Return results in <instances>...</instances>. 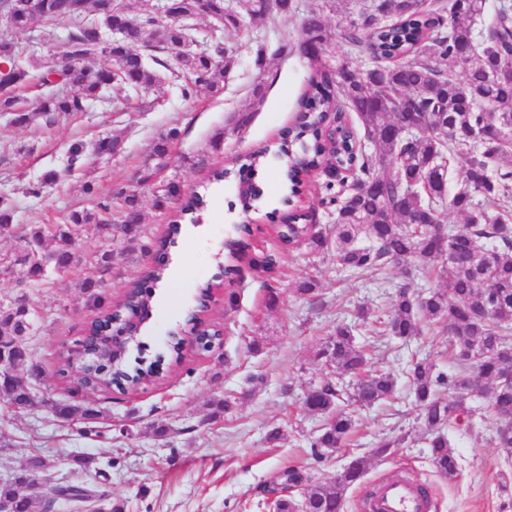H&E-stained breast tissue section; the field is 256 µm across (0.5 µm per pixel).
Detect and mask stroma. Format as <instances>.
<instances>
[{
    "label": "stroma",
    "instance_id": "1",
    "mask_svg": "<svg viewBox=\"0 0 512 512\" xmlns=\"http://www.w3.org/2000/svg\"><path fill=\"white\" fill-rule=\"evenodd\" d=\"M310 2L293 0L274 23L247 14L241 28H222V45L234 65L220 92L201 88L185 99L173 90L133 94L116 86L107 107L66 115L51 125L41 117L17 125L0 116V207L12 211L17 227L16 234L0 235V254L28 249L20 228L57 224L64 214L93 211L101 202H111L112 219L120 221L122 203L110 198L115 185L128 186L139 198L134 238L109 237L88 224L75 245L81 263L71 271L21 286L0 276V304L19 296L27 303L32 323L27 347L43 368L31 382L34 407L17 413L0 403V477L25 468L40 448L53 456L56 480L94 493L79 505L58 500L53 512H111L116 505L122 512H267L268 491L288 467L328 482L350 456H369L381 438L404 433L408 441L391 458H372L362 485L348 490L344 512H360L366 487L395 471L429 488L431 512H512V463L496 448L488 423L477 422L468 433L450 428L460 457L456 480L438 476L429 462L404 369L413 356L428 354L438 369L447 370V334L434 325L408 342L377 341L371 334L399 286L428 292L437 276L416 270L406 279L390 266L384 275L361 280L338 265L332 252L284 246L275 229L289 209L282 203L277 164L253 176L264 191L256 210L243 212L238 203L237 184L249 155L292 125L315 74L301 53L273 54L281 34L298 36ZM174 126L180 136L168 156L152 159V144ZM111 136L121 141L119 153H89L82 166L68 168L72 144L89 146ZM216 166L230 170V178L211 186L202 223L184 225L177 244L167 250V267L179 270V278L154 286L138 355L158 364V376L138 388L110 392L78 390L61 381L59 357L82 340L99 304L116 303L142 278L164 238L174 208L157 207V195L172 183L190 194ZM50 171L56 178L45 182L39 195L25 193V186ZM327 182L323 172H313L300 202L301 208H314L323 233L331 232L337 218L327 202ZM245 221L253 228L250 255L271 256L274 274L248 269L225 277L222 244ZM106 249L112 253L108 270L95 272ZM88 278L93 287H84ZM208 280L216 285L208 322L221 331L220 343L207 352L187 351L183 365L170 369L164 335L184 320L197 285ZM307 280L315 282L314 294L299 293ZM273 292L279 297L275 304L269 301ZM360 306L369 310L368 319H357ZM342 323L351 325L372 365L396 376L397 388L392 399L360 411L343 448L318 462L310 442L323 420L305 410L303 397L326 379L328 371L314 354ZM218 399L229 400L232 408L214 420L211 404ZM49 400L93 408L102 417L91 425L78 418L62 423L46 408ZM276 427L284 436L274 444L266 434ZM82 456L92 458V473L75 465Z\"/></svg>",
    "mask_w": 512,
    "mask_h": 512
}]
</instances>
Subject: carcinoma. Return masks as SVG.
Listing matches in <instances>:
<instances>
[{
    "mask_svg": "<svg viewBox=\"0 0 512 512\" xmlns=\"http://www.w3.org/2000/svg\"><path fill=\"white\" fill-rule=\"evenodd\" d=\"M249 14L275 20L288 12L292 0H243ZM27 0H5L0 5L15 30L26 29L34 16ZM41 19L65 21L69 31L60 43L62 53L83 55L79 93L68 96L45 93L31 109L17 106V99L0 93V109L14 112V123L25 124L41 115L51 123L59 115L83 112L100 102V83L133 92L166 88L179 90L188 99L200 86L219 89L233 57L218 48L221 61L210 55L175 46L193 43L195 18L212 17L238 28L241 18L224 0H179L182 20L170 25L142 15L137 4L124 8L112 0H45ZM486 0H322L310 8L298 37L283 36L274 54L286 56L298 50L316 65V78L300 101L296 122L282 130L277 142L258 147L249 156L253 170L272 157L281 163L284 180L292 195L300 194L303 180L324 165H336L345 175L330 202L336 204V263L360 275H376L387 265L400 266L404 275L419 267L440 276L441 284L425 295L407 288L398 291L382 335L409 342L419 335L420 322H447L454 372L436 371L430 357H413L406 372L411 393L420 407V419L431 464L443 477L459 475L455 447L448 427L455 423L469 432L476 418L491 417L496 446L512 458V82L496 81L494 73L512 68V4H500L488 24L478 26ZM340 17L343 39L350 54L365 59L361 67L343 65L330 71L323 59L327 34L321 12ZM162 27L157 44L144 40L146 29ZM137 37L133 46L120 42L112 48V67L93 63L95 47L112 32ZM0 58L10 67L0 73V84L14 88L30 73L41 69L40 61L10 40H0ZM353 112L364 138L376 146L373 153L358 145L352 133L340 135L339 149L331 148L323 133L331 116ZM418 125L415 135L398 134L404 121ZM171 128L153 146L159 160L168 155L179 137ZM465 150L471 154L460 182L448 191L450 159ZM111 198L123 201L119 224L105 221L101 230L125 236L137 232V195L124 185L112 190ZM180 202L179 220L199 224L206 193L181 195L173 184L159 197L158 205ZM465 219L460 231L448 232L442 244L434 233L441 223L443 207ZM96 221V214L73 211L53 228L54 264L67 270L79 264L74 250L75 229ZM371 240L356 246L360 235ZM288 246L306 242L318 250L329 240L302 223L279 231ZM0 276L31 279L43 276L38 260L26 252L14 258L0 256ZM212 285L199 287L185 325L205 310ZM149 299L133 289L112 308L91 322L93 329L107 327L125 311H145ZM28 312L21 304L0 307V347L12 365L32 363L25 341ZM80 350L63 358L58 373L71 377L83 388L108 391L133 387L153 376L139 358L125 355L111 372L90 379L79 366ZM316 358L332 368L333 376L304 396L305 410L325 418L313 437L312 455L317 461L338 449L354 424L351 409L369 408L389 399L396 390L390 373L366 369L367 357L350 326L336 325L334 334L318 348ZM479 383L471 385V379ZM6 402L16 412L32 407L31 385L15 378L4 391ZM367 471V458L357 456L345 464L329 483L314 481L299 470L283 474V483L300 489L302 501L286 489L271 490L278 512H344L347 491L360 484ZM28 472L0 484V512H33L35 502L23 492Z\"/></svg>",
    "mask_w": 512,
    "mask_h": 512,
    "instance_id": "carcinoma-1",
    "label": "carcinoma"
}]
</instances>
